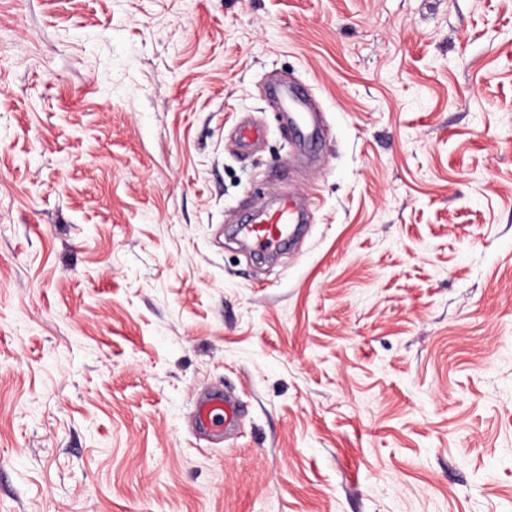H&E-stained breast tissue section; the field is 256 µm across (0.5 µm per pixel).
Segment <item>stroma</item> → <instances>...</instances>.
<instances>
[{
    "mask_svg": "<svg viewBox=\"0 0 512 512\" xmlns=\"http://www.w3.org/2000/svg\"><path fill=\"white\" fill-rule=\"evenodd\" d=\"M0 512H512V0H0ZM275 94L285 104L287 112L288 104L307 112L302 117L300 123L311 128L313 131L318 130L317 118L309 108L308 98L304 90L294 85H281L275 88ZM254 224H242L238 233L242 239L262 253L279 251L288 235L295 233L303 221V213L297 201L282 194L276 202L257 211ZM240 415V403L232 394L212 391L196 400L194 426L200 434L220 441L223 434H231Z\"/></svg>",
    "mask_w": 512,
    "mask_h": 512,
    "instance_id": "35a3bbf8",
    "label": "stroma"
}]
</instances>
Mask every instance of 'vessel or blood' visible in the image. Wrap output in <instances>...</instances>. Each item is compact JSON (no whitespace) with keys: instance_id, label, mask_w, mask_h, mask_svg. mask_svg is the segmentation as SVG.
<instances>
[{"instance_id":"b4317fda","label":"vessel or blood","mask_w":512,"mask_h":512,"mask_svg":"<svg viewBox=\"0 0 512 512\" xmlns=\"http://www.w3.org/2000/svg\"><path fill=\"white\" fill-rule=\"evenodd\" d=\"M275 93L284 104L303 109V125L317 128L316 116L307 110L308 98L304 90L294 85H281ZM302 220L297 201L283 194L272 206L257 211L253 223L241 225L238 232L257 251L275 252L281 249L288 235L295 233ZM240 415V403L232 394L213 391L196 400L194 426L200 434L218 441L223 435L231 434Z\"/></svg>"}]
</instances>
